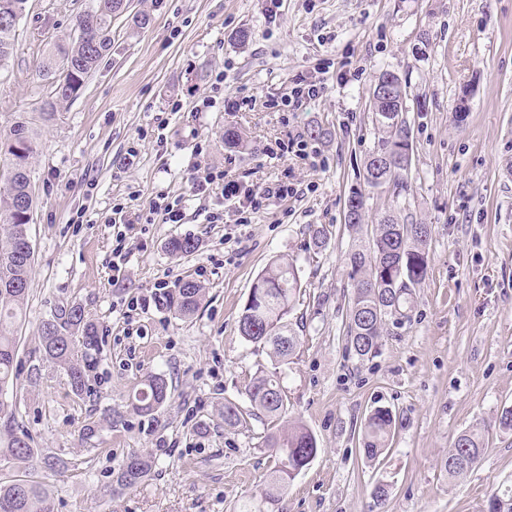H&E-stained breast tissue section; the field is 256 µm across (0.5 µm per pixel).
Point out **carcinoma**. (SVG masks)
Here are the masks:
<instances>
[{
  "label": "carcinoma",
  "instance_id": "cac0c4a2",
  "mask_svg": "<svg viewBox=\"0 0 512 512\" xmlns=\"http://www.w3.org/2000/svg\"><path fill=\"white\" fill-rule=\"evenodd\" d=\"M121 0H97L92 8L78 16L96 18L97 40L93 43L79 37L57 46L56 54L38 66L39 76L50 85L42 119L53 121L58 105L75 100L88 75L97 67L112 44V17L122 13ZM27 0H0V68L13 56L16 27L26 10ZM375 124L380 133L377 146L365 158L362 178L369 188L380 193L392 188L394 198L408 189L410 168H403L391 184L375 181L381 171L378 163L393 157L408 146V123L402 113L387 106L374 108ZM38 142L28 122L19 120L8 131H0V462L26 463L33 458L29 434L16 422L15 409L3 395L17 380L15 361L18 355V327L22 322L34 265V254L21 250L22 227L30 225V207L23 206L31 183L32 159ZM357 202V217L348 224L354 233V248L349 253L348 277L351 297L348 300L346 325L347 347L360 358L376 354L381 346L387 318L402 314L409 307L412 288L425 280L428 268V245L431 225L404 224L391 211H386L373 224L366 223V200L358 191L348 202ZM328 230L323 226L309 232V247L325 249ZM198 239L176 237L167 243L173 255L188 256L196 251ZM301 291L296 259L288 255L273 258L254 280L248 300L238 320L240 336L268 351L272 369L256 376L249 388L251 403L264 416L278 421L287 411L279 368L288 363L300 345L298 323L292 320L297 296ZM203 286L184 281L173 300L181 317L193 316L200 305ZM41 360L63 371L70 391L77 397L93 392L89 384L91 362L100 353L95 324L85 317L78 304L60 307L43 321L39 332ZM169 398L163 376L147 373L139 387L129 396V411L139 415L153 414ZM397 419L391 410L377 407L364 421L365 458L373 462L387 448ZM265 447L278 455V465L269 481L240 506L239 512H275L288 490V482L315 456L318 450L313 433L303 424L288 427L265 436ZM483 452L480 435L475 430L461 433L444 467L448 475L458 477L479 461ZM153 460L147 454L119 469L116 487H136L150 476ZM488 512H512V493H492ZM6 512H55L53 499L34 480H13L0 484V509Z\"/></svg>",
  "mask_w": 512,
  "mask_h": 512
}]
</instances>
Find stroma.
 <instances>
[{
    "mask_svg": "<svg viewBox=\"0 0 512 512\" xmlns=\"http://www.w3.org/2000/svg\"><path fill=\"white\" fill-rule=\"evenodd\" d=\"M90 4L28 0L0 69V130L22 114L38 137L35 263L13 392L35 454L0 462V481L41 482L56 512H237L275 467L264 443L272 425L248 398L271 361L240 336L238 320L256 276L288 254L302 284L292 318L303 333L280 372L287 417L312 431L318 450L290 481L281 512H483L492 492L512 489V430L499 424L512 408V0H284L273 19L261 0H133L113 18L112 45L79 97L44 122L49 89L38 64L76 36ZM141 10L150 21L139 27L132 16ZM386 70L408 86L409 191L395 205L370 194L368 212L390 207L432 233L410 309L389 317L375 356L360 358L343 332L352 244L344 217L377 144L370 95ZM219 72L225 93L253 96L250 107L200 111ZM311 75L326 83L321 98L294 114L269 108ZM173 98L180 111H167ZM228 128L244 146H225ZM317 128L326 132L323 164L279 155L288 132ZM132 149L133 164L121 167ZM197 161L257 185L289 169L300 194L248 224L235 223L228 200L223 223L210 224L215 198L190 192ZM161 192L184 197V223H111L114 204L133 213ZM316 225L329 231L319 253L308 248ZM188 235L198 250L169 254L167 242ZM119 244L128 261L117 273ZM188 279L205 289L194 316L155 301L158 283L171 295ZM72 303L103 340L91 398L75 397L37 352L42 321ZM149 372L166 379L170 397L154 415L130 414L126 400ZM228 402L245 423L225 425ZM377 406L399 424L369 463L362 426ZM92 421L98 430L82 438ZM475 427L481 458L449 477V446ZM142 453L155 461L150 477L116 490L120 466ZM55 457L64 470L50 467Z\"/></svg>",
    "mask_w": 512,
    "mask_h": 512,
    "instance_id": "obj_1",
    "label": "stroma"
}]
</instances>
